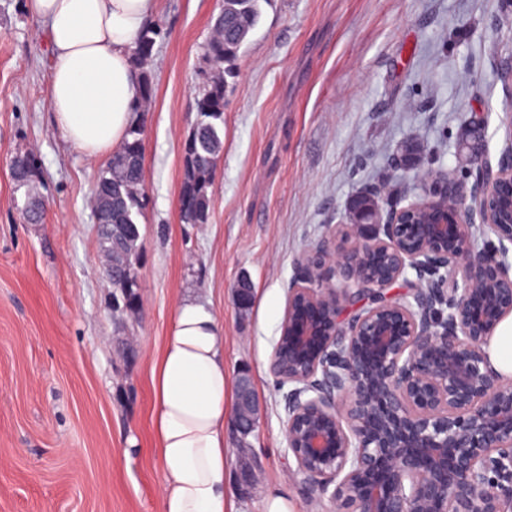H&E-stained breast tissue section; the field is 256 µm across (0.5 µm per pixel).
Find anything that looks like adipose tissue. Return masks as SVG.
<instances>
[{"instance_id": "adipose-tissue-1", "label": "adipose tissue", "mask_w": 512, "mask_h": 512, "mask_svg": "<svg viewBox=\"0 0 512 512\" xmlns=\"http://www.w3.org/2000/svg\"><path fill=\"white\" fill-rule=\"evenodd\" d=\"M159 0H26L51 55L50 107L63 140L87 158L111 156L135 119L132 52ZM154 438L163 512H236L227 495L230 384L224 326L202 302L176 306L152 368Z\"/></svg>"}]
</instances>
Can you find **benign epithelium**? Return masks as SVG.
I'll return each instance as SVG.
<instances>
[{"instance_id":"7a95c632","label":"benign epithelium","mask_w":512,"mask_h":512,"mask_svg":"<svg viewBox=\"0 0 512 512\" xmlns=\"http://www.w3.org/2000/svg\"><path fill=\"white\" fill-rule=\"evenodd\" d=\"M470 129L471 185L435 171L361 192L371 209L337 225L351 246L304 256L288 287L269 371L294 474L336 512H512V379L486 352L512 315V120L494 162ZM479 233L496 240L478 251ZM231 425L259 426L245 377Z\"/></svg>"}]
</instances>
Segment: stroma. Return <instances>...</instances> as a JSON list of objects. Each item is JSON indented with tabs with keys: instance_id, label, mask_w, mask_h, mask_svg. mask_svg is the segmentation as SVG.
Wrapping results in <instances>:
<instances>
[{
	"instance_id": "35a3bbf8",
	"label": "stroma",
	"mask_w": 512,
	"mask_h": 512,
	"mask_svg": "<svg viewBox=\"0 0 512 512\" xmlns=\"http://www.w3.org/2000/svg\"><path fill=\"white\" fill-rule=\"evenodd\" d=\"M222 0H161L143 115L148 202L137 217L140 308L113 306L108 258L90 199L106 164L73 150L49 104L50 50L24 0H0V512H161L151 369L177 304H206L224 326V368L248 375L259 408L254 486L237 512L308 488L286 449L282 393L268 367L298 262L333 244L359 191L394 185L395 157L416 139L418 172L469 181L463 125L484 119L498 157L512 90L502 0H260V18L224 95V150L208 223L180 218L183 143L197 121L202 48ZM19 151L41 160L39 224L10 178ZM252 286L249 309L235 288Z\"/></svg>"
}]
</instances>
